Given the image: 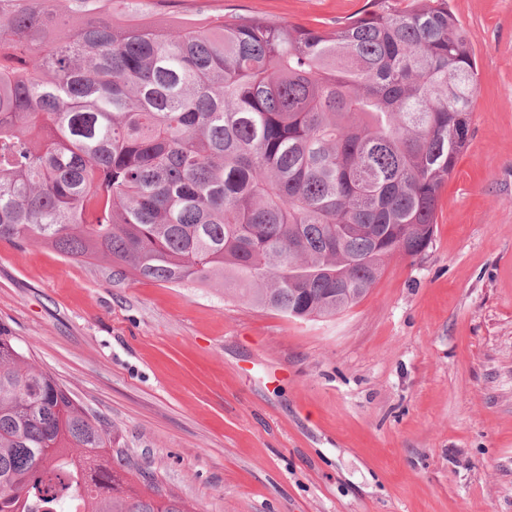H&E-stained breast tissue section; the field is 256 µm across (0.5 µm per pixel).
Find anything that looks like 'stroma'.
<instances>
[{
	"label": "stroma",
	"mask_w": 512,
	"mask_h": 512,
	"mask_svg": "<svg viewBox=\"0 0 512 512\" xmlns=\"http://www.w3.org/2000/svg\"><path fill=\"white\" fill-rule=\"evenodd\" d=\"M370 0H139L331 30ZM470 136L433 242L333 319L294 320L0 242V331L196 512H512V0H448Z\"/></svg>",
	"instance_id": "35a3bbf8"
}]
</instances>
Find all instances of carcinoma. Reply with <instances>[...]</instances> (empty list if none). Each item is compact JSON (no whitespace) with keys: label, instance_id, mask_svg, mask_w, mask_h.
Returning a JSON list of instances; mask_svg holds the SVG:
<instances>
[{"label":"carcinoma","instance_id":"obj_1","mask_svg":"<svg viewBox=\"0 0 512 512\" xmlns=\"http://www.w3.org/2000/svg\"><path fill=\"white\" fill-rule=\"evenodd\" d=\"M0 0V242L333 318L432 241L477 72L447 0L330 31ZM0 335V512H193Z\"/></svg>","mask_w":512,"mask_h":512}]
</instances>
